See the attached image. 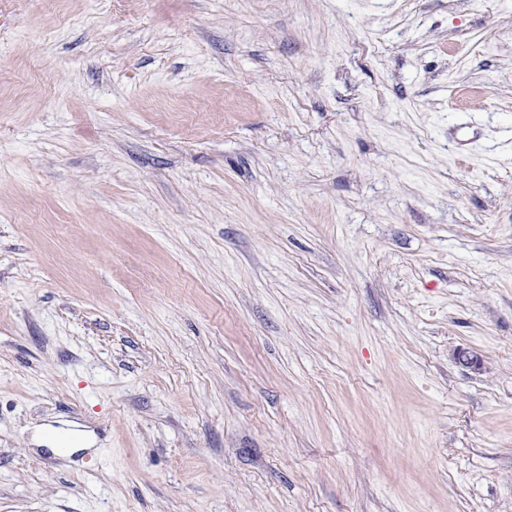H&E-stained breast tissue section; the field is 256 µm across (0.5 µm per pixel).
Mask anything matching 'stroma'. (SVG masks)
Masks as SVG:
<instances>
[{"label": "stroma", "instance_id": "stroma-1", "mask_svg": "<svg viewBox=\"0 0 512 512\" xmlns=\"http://www.w3.org/2000/svg\"><path fill=\"white\" fill-rule=\"evenodd\" d=\"M0 512H512V0H0Z\"/></svg>", "mask_w": 512, "mask_h": 512}]
</instances>
